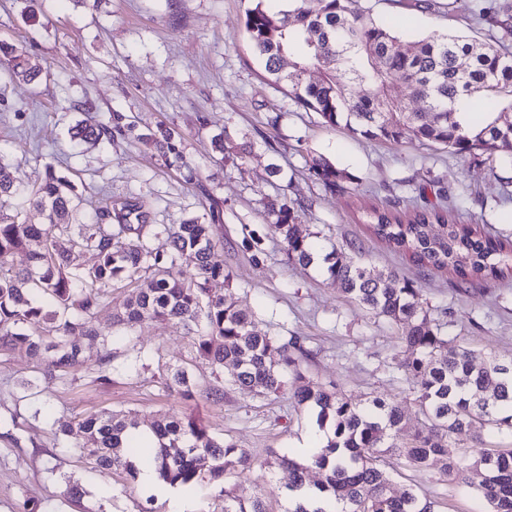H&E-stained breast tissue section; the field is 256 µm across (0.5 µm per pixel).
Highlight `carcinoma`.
Returning <instances> with one entry per match:
<instances>
[{"mask_svg":"<svg viewBox=\"0 0 512 512\" xmlns=\"http://www.w3.org/2000/svg\"><path fill=\"white\" fill-rule=\"evenodd\" d=\"M286 11L256 0L246 13L251 48L275 83L288 88L294 101L318 113L331 125L396 142L409 130L420 141L445 145L456 153L480 149L493 154L512 143V25L501 11L481 0L470 8L480 22L500 29L483 41L432 31L417 39L404 37L384 23L356 14L348 0H291ZM0 62L15 77L33 81L23 51L0 41ZM320 74L317 81L310 73ZM401 83L424 103L409 110L395 94ZM483 93L487 108L473 115L468 100ZM123 116L112 125L84 119L71 128L72 137L96 143L124 131ZM156 144L168 160L183 159L182 137L157 129ZM312 177L334 191L348 174L318 157L309 166ZM22 198L46 215L44 224H24L0 216V348L21 349L42 364V374L57 378L81 364V349L70 340L81 336L107 343L96 324L97 314L116 285L145 277L140 290L114 316L128 330L162 320L193 331L200 358L227 370L225 381L259 397L279 396L285 377H293L289 398L318 408V422L332 423L333 437L304 459L272 452L270 467L288 471V492L308 484L309 471L321 479L310 488L341 512H435L434 503L412 490L390 491L384 459L398 456L412 467L455 475L474 487L487 512H512V448H482L465 459L456 436L477 428H493L512 436V363L489 359L477 366L471 351L453 345L440 324L430 318L421 289L394 271L370 273L345 251L324 255L330 284L356 299L378 318L402 328L404 351L397 370L413 385L426 429L411 439L403 434L399 406L374 399L363 407L339 391L306 377L302 361L310 357L300 337L269 336L253 314L210 295V281L229 279L206 217L192 216L181 224H151L145 202L135 199L112 211L107 206L86 222L75 185L48 167L40 182L24 190L0 163V204ZM288 258L312 264L313 246L299 232L295 208L283 203L268 211ZM364 223L378 238L406 255L422 270L446 272L458 285L496 282L512 275V243L466 224L449 207L406 210L372 208ZM438 224L442 232L434 234ZM165 237L163 250L149 238ZM33 242L30 264L13 270L15 251ZM88 257L72 263L73 254ZM188 258L194 273L188 279L176 271ZM53 336L47 344L44 337ZM79 431L93 447L84 449L97 468L125 474L137 481L131 457L138 451L135 434L141 422L121 412L88 416ZM157 439L151 449L160 479L193 487L221 484L224 476L251 469L253 458L232 442L216 439L193 418L171 416L148 426ZM211 465L201 472L199 461ZM224 512H268L262 497L243 487L220 488Z\"/></svg>","mask_w":512,"mask_h":512,"instance_id":"cac0c4a2","label":"carcinoma"}]
</instances>
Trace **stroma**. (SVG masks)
I'll list each match as a JSON object with an SVG mask.
<instances>
[{
    "label": "stroma",
    "instance_id": "1",
    "mask_svg": "<svg viewBox=\"0 0 512 512\" xmlns=\"http://www.w3.org/2000/svg\"><path fill=\"white\" fill-rule=\"evenodd\" d=\"M351 0L352 11L371 12L395 29L452 31L480 40L488 26L468 18L471 0ZM253 0H0V40L22 49L41 73L37 83L12 78L0 64V162L18 182L33 185L46 167L70 176L80 209L93 218L106 205L140 198L154 224H178L212 211L229 280L210 284L211 295L253 312L259 326L283 339L300 336L312 355L307 375L357 401L396 402L405 435L425 426L412 384L397 371L401 330L375 317L331 287L319 266L291 262L268 227L270 203H294L300 232L317 248L361 246L375 272L394 270L416 280L444 321L443 333L466 345L475 364L512 360V277L458 287L445 272L419 273L403 255L361 224L363 210L404 204H455L485 232L512 241V152L462 154L419 142L412 133L389 142L353 134L297 106L254 56L245 32ZM125 115L134 131L98 144H75L76 121L109 123ZM166 126L184 137V164L166 163L147 129ZM223 135L224 150L212 139ZM246 156H238L242 144ZM323 156L349 173L330 192L309 173ZM278 165L280 175L270 172ZM193 180H185L186 168ZM262 238L260 254L245 250L246 231ZM147 280L113 289L97 316L109 345L82 341V363L60 379L39 375L36 360L0 350V512H175L168 498L147 493L123 475L95 469L80 452L85 437L64 434L80 418L121 411L150 423L171 416L200 420L217 438L247 449L261 462L285 448L298 458L325 439L316 412L288 395L259 398L225 382L196 352L186 329L153 321L135 331L113 322ZM116 370L98 379L104 356ZM188 374L192 397L165 384L169 366ZM220 387L218 397L207 391ZM391 489H414L439 512H485L476 490L452 476L390 460ZM288 474L253 467L225 484L259 491L269 512H287ZM83 495L73 500L71 486Z\"/></svg>",
    "mask_w": 512,
    "mask_h": 512
}]
</instances>
